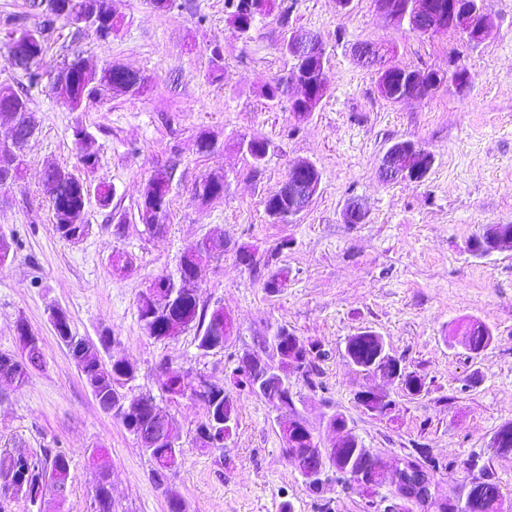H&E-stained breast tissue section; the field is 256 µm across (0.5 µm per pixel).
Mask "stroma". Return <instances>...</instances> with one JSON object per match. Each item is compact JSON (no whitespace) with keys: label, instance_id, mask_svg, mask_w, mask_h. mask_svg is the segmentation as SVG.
<instances>
[{"label":"stroma","instance_id":"35a3bbf8","mask_svg":"<svg viewBox=\"0 0 512 512\" xmlns=\"http://www.w3.org/2000/svg\"><path fill=\"white\" fill-rule=\"evenodd\" d=\"M110 3L122 19L112 37L63 25L54 31L41 60L45 80L29 91L38 130L26 149L24 177L0 189V235L13 241L0 266V352L15 351L21 315L40 336L45 357L24 385L0 384V449L18 446L36 455L61 448L70 457L64 501L18 497L5 512H92L96 474L88 455L95 448L110 460L112 512H167L169 487L189 512H384L391 503L389 488L369 492L336 475L312 492L284 458L275 410L246 394L220 451L195 445L202 403L169 405L182 461L157 483L149 456L100 409L57 338L49 321L57 307L67 311L77 336L94 342L110 333L103 360L134 363L135 392L154 396L161 362L196 368L228 387L242 356H263L260 339L270 327L288 326L320 350L314 383L299 379L293 390L296 411L323 440H332L329 420L340 414L381 462L424 450L440 463L434 479L445 493L463 496L485 472L512 501V451L494 442L496 431L512 423V249L487 256L470 249L489 225L512 224V0H484L492 29L477 45L455 31L418 36L387 20L373 0H353L342 13L336 0H276V11L258 19L246 39L232 29L226 0H175L167 12L149 0ZM17 18L36 23L28 0H0V86L18 82L6 63L7 24ZM288 29L318 34L326 48L330 90L306 117L292 112L288 100L273 104L262 95L291 66L280 49ZM366 42L385 46L396 64L412 69L462 65L470 84L440 86L417 102H390L375 73L356 59ZM216 48L224 74L215 79L208 64ZM76 53L93 67L116 62L138 72L148 80L145 93L107 92L67 108L47 77ZM78 127L91 136L94 170L78 162ZM204 132L223 141L221 153H199ZM252 137L268 144L258 164L237 147ZM402 140L431 151L434 164L423 181L383 182L382 157ZM299 160L318 169L319 191L290 223L274 222L263 200ZM55 165L112 189L109 206L87 205L89 231L75 244L56 234L43 192L44 174ZM161 170L173 174L170 217L163 231L151 233L138 219V205ZM214 173L224 176V196L200 205L195 186ZM352 202L364 208L363 223H345ZM208 236L223 238L225 248L206 259L200 300L224 307L234 336L211 352L198 350L190 331L151 338L138 317L139 294ZM242 247L287 268L285 288L268 293L262 277L239 263ZM116 251L132 260L129 274L113 271ZM469 321L492 333L478 354L462 339ZM364 330L382 336L406 371L423 379L419 395L350 364L346 343ZM364 390L390 400V410H364L356 401Z\"/></svg>","mask_w":512,"mask_h":512}]
</instances>
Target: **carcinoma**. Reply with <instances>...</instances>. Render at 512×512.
Returning <instances> with one entry per match:
<instances>
[{
	"instance_id": "obj_1",
	"label": "carcinoma",
	"mask_w": 512,
	"mask_h": 512,
	"mask_svg": "<svg viewBox=\"0 0 512 512\" xmlns=\"http://www.w3.org/2000/svg\"><path fill=\"white\" fill-rule=\"evenodd\" d=\"M69 5L67 15L60 17L66 25H71L70 17H76L85 11L86 4L93 2L97 5L99 17L106 20L104 30L106 35H112L121 24L119 18L109 5V0H66ZM231 8L230 23L238 36L247 38L250 36L249 29L253 28L256 15H266L276 7V0H260L258 13H250L243 8L245 0H227ZM56 21L45 19L30 27V30L37 36L34 41L35 47L43 52L46 43L54 32ZM302 71L298 64H293L289 71L273 82L266 85L263 95L270 102H277L285 97V89L288 87L289 79L296 73ZM386 72L392 76L391 92L386 99L393 102L406 100V83L412 70L397 65H388ZM23 82L19 83V90L15 91L19 98V110L25 118L16 131L15 151L13 161L16 162L14 173L7 176L0 171V188L16 184L21 179V172L24 169V153L29 142V135L36 128L33 112L29 108V89L38 84L39 74L36 69L21 74ZM56 81L63 83L61 97L63 104L70 109H75L87 100H90L101 90L106 88L114 93L129 94L136 96L145 88V79L138 73L128 68L112 64L100 70L95 75H86L83 69V60L74 57L63 64L56 74ZM159 185L160 190H155L154 185ZM170 185L171 173L160 171L156 173L144 188L141 201L138 206L139 219L145 227L150 230H157L164 227L170 216ZM45 195L48 197L53 211L54 230L60 238L66 241H74L77 228L71 226L62 230V225L67 220V211L79 210L86 207L80 185L75 178L70 177L62 180L54 172L46 174L43 184ZM224 197V181L209 183L205 180L195 186L194 199L200 204H210ZM263 205L268 216L277 222H285L289 217V206L281 194H270L265 197ZM177 274L185 279L200 278L202 271L191 259L190 253L186 252L179 263ZM138 316L144 319L152 317V323L161 331L157 338L168 336H179L182 333L195 331V342L198 349L202 351H218L224 349V343L228 336L224 333V320L227 314L224 307L218 306L211 310L200 303V299L186 294L162 306H154L144 299L138 300ZM60 329L57 335L75 354L81 347H89L91 343L83 338L72 334L70 320L66 313H61L57 320ZM468 348L480 353L488 347L491 342L490 330L478 323H471L464 328ZM384 340L381 336L371 330H364L350 337L345 346L346 356L360 368V371H381L392 374L401 382L405 390L411 395H417L422 391V379L410 372L405 371L401 362L390 353L383 350ZM25 347H18L15 351L0 352V370L8 368L13 370L14 377L18 384H23L28 379L30 372L42 368L44 364L43 353L39 351L24 353ZM319 350L311 342L306 344L302 352L300 366L304 368L303 377L312 381L314 360ZM135 366L123 359H116L104 370L88 369L85 381L93 391L107 399H111L108 408L112 417L118 420L127 431L134 435L143 451L150 457L155 465L157 481L164 478L163 467L170 464L174 458L173 449L168 443V436L163 434L158 423L153 421L152 413L157 407L156 400L151 395L135 394L133 391L123 392L121 388L129 385L136 378ZM162 383L160 391L167 402H172L171 394H189V397H198L205 404V420L200 424L198 430L216 429L229 438L233 430L224 426V420H230V424H236V400L234 395L224 389V385L210 383L202 386L189 379V374H180L178 367L168 363L160 366ZM256 371L250 367L238 365L233 373V386L242 392L252 396L256 395L254 384ZM123 392V396L131 399L129 406L120 404L116 398L117 392ZM280 407L288 409L289 434L288 442L297 456L304 459L313 455L312 448L316 447L314 439L315 432L306 426H297L298 414L294 411L293 394L283 392L280 397ZM332 463L341 470L347 466L354 469H364L369 478L363 486H381L386 483L385 475L381 472V464L369 448L356 450L350 446H341L336 449ZM10 468L22 479L24 485L34 488L39 484L42 473L53 471H67L70 469V459L67 454L59 448H45L41 456L31 453L25 455L17 448L0 451V468ZM505 496L501 485L490 475L483 473L476 477V481L470 492L466 512H503Z\"/></svg>"
}]
</instances>
